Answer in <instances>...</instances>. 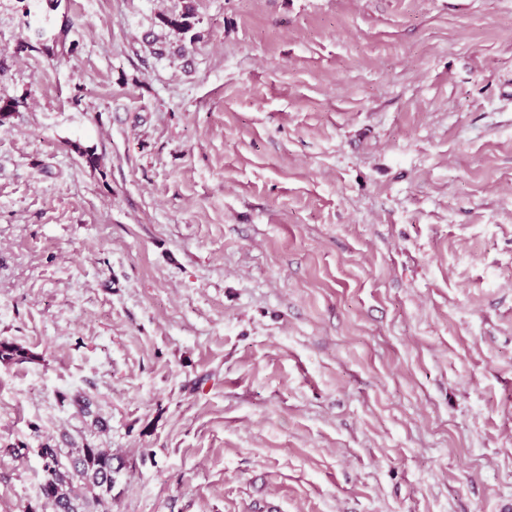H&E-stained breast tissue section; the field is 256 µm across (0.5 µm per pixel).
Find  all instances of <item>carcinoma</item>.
<instances>
[{
  "instance_id": "cac0c4a2",
  "label": "carcinoma",
  "mask_w": 512,
  "mask_h": 512,
  "mask_svg": "<svg viewBox=\"0 0 512 512\" xmlns=\"http://www.w3.org/2000/svg\"><path fill=\"white\" fill-rule=\"evenodd\" d=\"M161 22L178 36L196 38L198 19L191 5L179 14L162 16ZM33 360L34 355L22 345L0 339V364L8 366ZM40 457L41 495L52 512H109L114 474L120 470L113 465L110 449L88 444L67 450L48 446L41 449Z\"/></svg>"
}]
</instances>
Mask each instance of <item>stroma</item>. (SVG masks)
Here are the masks:
<instances>
[{
	"instance_id": "stroma-1",
	"label": "stroma",
	"mask_w": 512,
	"mask_h": 512,
	"mask_svg": "<svg viewBox=\"0 0 512 512\" xmlns=\"http://www.w3.org/2000/svg\"><path fill=\"white\" fill-rule=\"evenodd\" d=\"M0 99V512L86 443L112 512H512V0H0ZM161 22L170 31L182 38H186L189 35L190 42L197 36V33L192 32L199 21L196 19L194 8L191 5L185 6L184 10L179 14L162 16ZM34 359V355L22 345L8 339H0V364H22L32 362Z\"/></svg>"
}]
</instances>
